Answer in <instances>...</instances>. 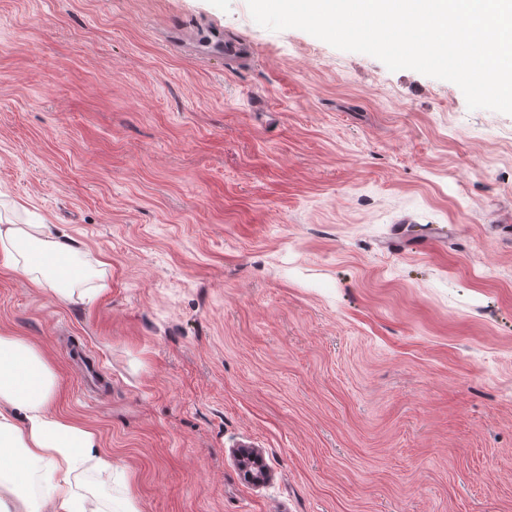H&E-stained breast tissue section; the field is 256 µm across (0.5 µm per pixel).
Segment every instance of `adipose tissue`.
<instances>
[{
    "label": "adipose tissue",
    "instance_id": "obj_1",
    "mask_svg": "<svg viewBox=\"0 0 512 512\" xmlns=\"http://www.w3.org/2000/svg\"><path fill=\"white\" fill-rule=\"evenodd\" d=\"M0 264L63 303L84 277L69 235L52 224H0ZM56 387L37 346L0 332V512H138L132 498L108 494L115 468L95 430L52 410ZM88 473L93 499L79 483Z\"/></svg>",
    "mask_w": 512,
    "mask_h": 512
}]
</instances>
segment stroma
Returning a JSON list of instances; mask_svg holds the SVG:
<instances>
[{"mask_svg":"<svg viewBox=\"0 0 512 512\" xmlns=\"http://www.w3.org/2000/svg\"><path fill=\"white\" fill-rule=\"evenodd\" d=\"M40 219L94 298L1 268L0 331L113 498L512 512V114L246 0H0V222Z\"/></svg>","mask_w":512,"mask_h":512,"instance_id":"1","label":"stroma"}]
</instances>
